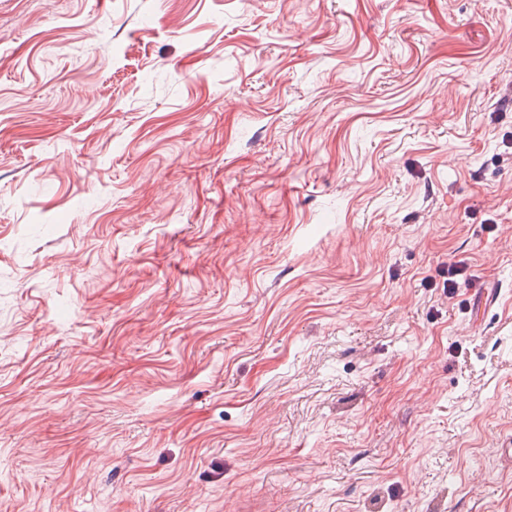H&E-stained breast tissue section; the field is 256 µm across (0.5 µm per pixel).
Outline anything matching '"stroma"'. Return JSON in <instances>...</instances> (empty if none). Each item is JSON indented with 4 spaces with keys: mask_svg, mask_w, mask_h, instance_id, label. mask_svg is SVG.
<instances>
[{
    "mask_svg": "<svg viewBox=\"0 0 512 512\" xmlns=\"http://www.w3.org/2000/svg\"><path fill=\"white\" fill-rule=\"evenodd\" d=\"M508 441L512 0H0V512H512Z\"/></svg>",
    "mask_w": 512,
    "mask_h": 512,
    "instance_id": "stroma-1",
    "label": "stroma"
}]
</instances>
